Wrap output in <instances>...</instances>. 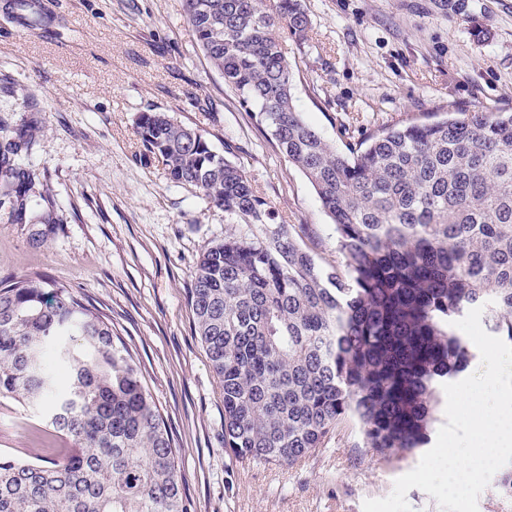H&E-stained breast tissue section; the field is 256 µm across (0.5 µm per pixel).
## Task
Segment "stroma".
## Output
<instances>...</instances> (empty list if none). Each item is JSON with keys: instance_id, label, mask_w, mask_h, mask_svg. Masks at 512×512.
<instances>
[{"instance_id": "obj_1", "label": "stroma", "mask_w": 512, "mask_h": 512, "mask_svg": "<svg viewBox=\"0 0 512 512\" xmlns=\"http://www.w3.org/2000/svg\"><path fill=\"white\" fill-rule=\"evenodd\" d=\"M0 0V137L39 126L22 163L32 203L61 223L30 242L0 219V283L75 289L111 322L166 422L191 512H362L420 453L387 463L342 423L294 464L242 465L224 453V396L194 330L189 288L201 250L233 226L194 187L147 162L135 133L157 109L203 130L247 174L317 265L336 264L331 219L308 179L245 111L192 40L183 0ZM306 39L285 35L298 112L338 150L382 127L450 109L512 112V0H302ZM210 99L212 112L191 96ZM41 417L0 402V452L46 460Z\"/></svg>"}]
</instances>
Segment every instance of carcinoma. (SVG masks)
Here are the masks:
<instances>
[{"label": "carcinoma", "mask_w": 512, "mask_h": 512, "mask_svg": "<svg viewBox=\"0 0 512 512\" xmlns=\"http://www.w3.org/2000/svg\"><path fill=\"white\" fill-rule=\"evenodd\" d=\"M193 41L302 171L334 223L321 270L205 134L142 112L146 160L245 222L199 255L196 334L224 393V451L293 465L348 418L363 445L404 458L429 442L442 385L475 357L452 322L484 307L512 344V112L412 119L343 153L293 104L280 35L305 36L301 0H184ZM35 130L0 143V196L27 223L38 178L17 162ZM41 210L43 224H59ZM40 409L73 448L32 463L0 454V512H190L168 427L112 325L71 288L0 286V400Z\"/></svg>", "instance_id": "carcinoma-1"}]
</instances>
